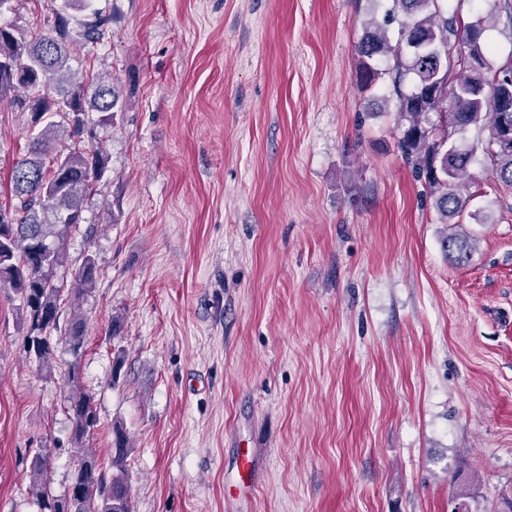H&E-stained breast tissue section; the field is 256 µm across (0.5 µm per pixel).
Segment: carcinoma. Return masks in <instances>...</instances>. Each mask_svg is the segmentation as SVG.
Returning a JSON list of instances; mask_svg holds the SVG:
<instances>
[{
	"instance_id": "cac0c4a2",
	"label": "carcinoma",
	"mask_w": 512,
	"mask_h": 512,
	"mask_svg": "<svg viewBox=\"0 0 512 512\" xmlns=\"http://www.w3.org/2000/svg\"><path fill=\"white\" fill-rule=\"evenodd\" d=\"M404 15L396 39L387 33L388 18L371 20L357 48V81L373 89L389 78L402 122L399 148L406 163L424 179L425 195L443 224H461L470 197L474 150L453 137L469 127L488 129L487 146L512 142V67H497L483 42L484 20L464 22L448 14L439 0H393ZM73 40L67 20L57 15L48 32L28 40L11 25H0V103L31 115L37 129L26 157L11 173L14 204L0 206V287L22 301L27 328L25 346L41 369L52 368L55 345L47 336L57 326L61 292L54 282L65 256L62 243L84 222L85 202L103 173L100 150L67 144L81 138L85 115L112 121L122 111L118 85L99 76L73 79L67 68ZM385 61V68L379 62ZM412 79L404 90L406 78ZM493 178L512 188V146L487 152ZM476 242L460 233L443 239L445 255L466 262ZM96 281L91 258L75 270L69 288L73 305ZM65 345L79 363L85 353V320L74 312ZM67 408L72 416V453L77 464L67 493L55 496L49 483V451L37 453L29 470L30 487L41 512H132L129 486L120 477L107 481L97 458L83 447L98 427L91 398L76 371L68 375ZM131 450L122 428H112V466L120 469Z\"/></svg>"
}]
</instances>
